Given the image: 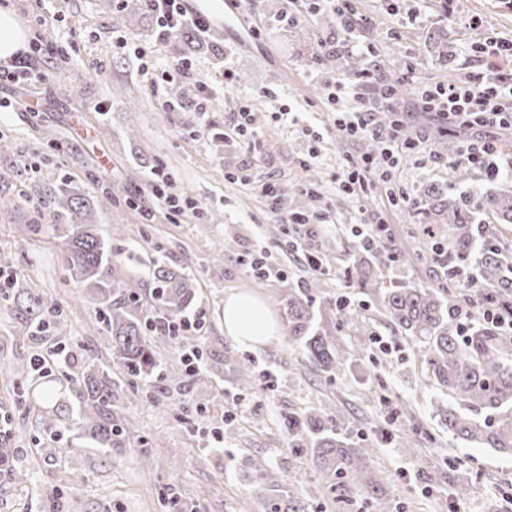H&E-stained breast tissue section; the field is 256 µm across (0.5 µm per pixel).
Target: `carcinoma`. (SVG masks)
Returning <instances> with one entry per match:
<instances>
[{
	"label": "carcinoma",
	"mask_w": 512,
	"mask_h": 512,
	"mask_svg": "<svg viewBox=\"0 0 512 512\" xmlns=\"http://www.w3.org/2000/svg\"><path fill=\"white\" fill-rule=\"evenodd\" d=\"M434 196L437 203L423 209L434 217L419 225V232L448 251V266L475 270L485 293L504 313H512V255L496 238L483 237L478 221L483 216L512 224V190L493 193L471 187L454 196L437 188ZM57 204L69 220L60 225L63 267L67 278L83 286L95 302L96 330L110 344L113 370L87 364L75 376L65 369L55 383L27 385L28 400L76 438L112 448L126 437L125 429L114 423L121 395L133 394L154 380L160 382L161 393L201 379V370L190 374L177 365L160 370L163 353L178 345L166 325L179 323L196 305L197 285L188 273L156 257L150 266L152 288L143 292L135 279L111 267L112 244L101 238L93 208L79 189L70 185L59 189ZM390 251L391 241L386 238L362 245L353 252L349 267L361 287L379 297L391 322L403 333V343L418 347L423 383L443 396L435 409L448 436L512 456V335L483 321L471 323L461 333L456 321L461 291L450 271L446 288L397 282L382 287L390 268L410 261L401 253L394 264L387 257ZM322 288L313 279L288 289L280 298L281 316L288 346L302 349L311 368L332 378L345 358L336 348L341 326L324 328L315 323ZM0 300L15 314V332L34 346L42 344L43 330L61 313L59 301L38 288H4ZM253 381L251 366L240 364L239 390L250 391ZM348 423L349 416L337 405L288 415V447L309 457L322 495L334 502L344 500L353 489L371 497L384 493L373 466L376 449L350 444L344 437ZM252 470L266 489L263 512H305L275 469L258 460Z\"/></svg>",
	"instance_id": "cac0c4a2"
}]
</instances>
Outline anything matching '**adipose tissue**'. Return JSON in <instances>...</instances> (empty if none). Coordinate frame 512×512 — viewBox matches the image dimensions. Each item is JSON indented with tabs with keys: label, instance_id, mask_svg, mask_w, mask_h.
Listing matches in <instances>:
<instances>
[{
	"label": "adipose tissue",
	"instance_id": "ef3b65f1",
	"mask_svg": "<svg viewBox=\"0 0 512 512\" xmlns=\"http://www.w3.org/2000/svg\"><path fill=\"white\" fill-rule=\"evenodd\" d=\"M276 322L258 298L246 292L228 294L224 301V332L238 344L254 347L276 332Z\"/></svg>",
	"mask_w": 512,
	"mask_h": 512
}]
</instances>
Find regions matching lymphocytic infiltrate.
Here are the masks:
<instances>
[{"mask_svg": "<svg viewBox=\"0 0 512 512\" xmlns=\"http://www.w3.org/2000/svg\"><path fill=\"white\" fill-rule=\"evenodd\" d=\"M146 8L155 21V40L166 44L186 28L199 34L210 30L208 20L188 12L184 0H145ZM309 13H329L336 18L341 37L354 42L369 24L359 14L353 0H304ZM43 52L38 39H31L29 49L15 54L0 64V80L35 85L45 73L39 66ZM416 86L415 106L419 111L434 115L443 128L470 129L476 126L512 128V73L490 67L471 72L462 81L428 85L416 82L413 73L402 80H391L381 74L378 66L363 68L352 79L328 82L327 99L337 108L336 125L349 137H367L379 146L383 166H376L369 155L350 160L336 179L339 190L361 200L374 189H382L390 204L406 201L407 196L392 182L391 169L397 168L403 156L422 144V137L411 138L405 133L406 113L400 105L401 83ZM387 114L388 122H378V114ZM458 281L465 296L458 320L468 326L472 319L482 321L512 334V315L504 316L494 308L476 275L459 271Z\"/></svg>", "mask_w": 512, "mask_h": 512, "instance_id": "1", "label": "lymphocytic infiltrate"}]
</instances>
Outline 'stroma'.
<instances>
[{"label":"stroma","instance_id":"35a3bbf8","mask_svg":"<svg viewBox=\"0 0 512 512\" xmlns=\"http://www.w3.org/2000/svg\"><path fill=\"white\" fill-rule=\"evenodd\" d=\"M358 11L373 20L369 37L382 69L398 78L407 70L429 83L460 80L490 61L480 53L486 30L512 39V0H356ZM285 0H262L261 35L243 44L236 29H228L216 44H192L188 76L166 78V62L175 60L169 46L156 45L154 21L143 0H0V9L13 12L27 33L39 34L49 45L42 68L48 77L35 87L0 81V195L16 200L14 209L0 213V271L26 275L62 305L61 319L49 334L52 342L78 343L85 355L111 365L106 340L92 331L95 309L80 299L79 286L66 281L60 265L61 244L56 231L62 221L55 194L66 183L86 197H97L105 184L124 186L130 203L99 205L96 220L104 233L121 228L115 241L117 271L149 278L148 263L162 256L185 268L197 281L198 307L205 324L198 342L202 367L210 375L187 390H172L149 399L124 398L116 421L127 431L124 447L83 448L68 434L51 436L49 423L35 409L22 408L18 373L26 372L34 352L16 336L13 314L0 303V365H12L17 375H0V418L8 433L0 448L17 449L12 463L27 470L24 484L0 474V512H237L241 499L257 504L261 486L242 476L252 459L269 460L308 512H448L455 484L471 479L473 490L461 502L462 512H512V456L469 448L449 440L432 415L435 392L425 387L416 354L396 347L392 353L372 350L369 359L348 361L335 379L317 375L300 350L280 336L246 348L224 334V297L240 289L259 297L273 317H280L279 298L289 286L312 278L302 255L287 236L272 237L273 226L307 202L296 190L311 181L321 194L318 208L336 219V228L313 237L310 245L328 263L322 298L330 302L350 295L358 307L339 335L337 348L347 351L351 336L364 327L395 343L397 333L374 294L361 289L345 268L358 240L348 231L358 214L384 212L400 252L413 255L412 265L394 278L418 286L443 279L435 265L418 261L428 250L426 240L409 229L420 223L419 212L392 206L380 196L355 202L337 189L336 176L345 160L370 152L372 142L345 138L336 128L327 100L326 81L354 74L366 61L345 50L336 63L321 65L318 43L335 25L324 15L303 14L284 20ZM125 20L116 23V11ZM416 23H408L410 14ZM473 26H466V19ZM129 39L117 47L116 36ZM231 65L237 84L221 83L224 65ZM214 94L211 109L199 114L195 104L202 86ZM183 104L166 112L162 99ZM249 106L255 125L264 134L260 153L223 132L242 106ZM296 113L283 125L274 118L278 108ZM410 129L426 128V147L406 158L395 180L411 199L425 201L430 186H444L451 163L438 146L442 134L433 117L416 112ZM170 177V192L198 200L200 217L172 219L146 188L153 170ZM247 170L289 185L282 203L269 202L251 185L236 180ZM265 248L280 279L258 283L246 264L248 255ZM141 263L129 267L126 252ZM248 361L255 370H270L271 390L252 389L238 395L234 366ZM385 384L383 397L369 398L375 378ZM337 404L348 414L352 440L375 444L374 466L381 476L383 500L363 507L359 492L330 507L312 501L310 490L318 476L308 458L288 447L283 416L307 408ZM196 410L190 425L173 414L182 405ZM225 425L223 445L211 430ZM418 432L419 447L404 444ZM148 460H141V451Z\"/></svg>","mask_w":512,"mask_h":512}]
</instances>
